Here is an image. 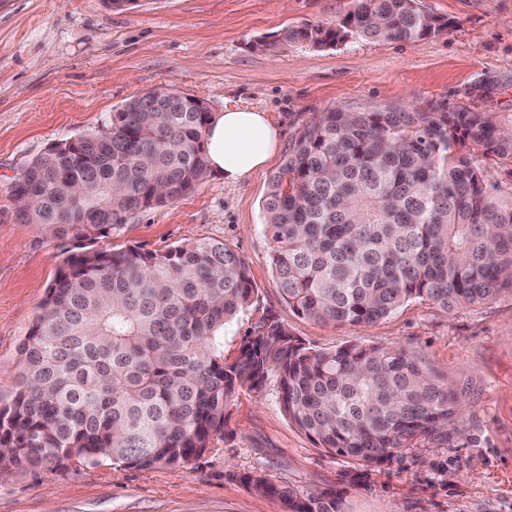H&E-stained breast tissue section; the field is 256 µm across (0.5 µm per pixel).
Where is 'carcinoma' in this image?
<instances>
[{"label": "carcinoma", "mask_w": 512, "mask_h": 512, "mask_svg": "<svg viewBox=\"0 0 512 512\" xmlns=\"http://www.w3.org/2000/svg\"><path fill=\"white\" fill-rule=\"evenodd\" d=\"M445 26L413 0H363L334 27L288 28L261 45L326 47L350 32L406 42ZM190 100L148 91L107 128L54 143L12 184L19 216L85 246L63 258L19 350L14 396L0 407V463L183 468L224 438L238 391H259L271 375L299 430L364 466L447 431L457 392L402 347L314 350L268 315L224 358V329L258 297L224 243L94 246L129 214L207 177L212 113ZM489 156L512 162V135L482 112L317 113L263 202L283 300L318 323L373 324L411 300L448 311L512 293V195L488 193ZM75 182L94 191L76 196ZM242 480L286 512L340 509L334 491L302 494L258 473Z\"/></svg>", "instance_id": "cac0c4a2"}]
</instances>
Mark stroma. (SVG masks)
I'll return each instance as SVG.
<instances>
[{"mask_svg": "<svg viewBox=\"0 0 512 512\" xmlns=\"http://www.w3.org/2000/svg\"><path fill=\"white\" fill-rule=\"evenodd\" d=\"M419 3L448 27L409 42L352 34L332 47L271 50L259 40L335 24L355 0H138L124 10L109 0H0V405L13 396L19 349L60 252L80 246L16 220L11 184L52 144L97 133L129 100L163 86L213 113L267 112L280 145L240 183L211 174L175 201L130 214L98 248L222 241L247 263L258 291L225 332L227 358L272 314L316 350L406 348L447 374L463 402L447 438L423 439L366 468L293 425L271 377L238 393L223 440L190 466L0 464V512H284L280 499L243 484L252 472L303 492L335 491L342 512H512V294L450 312L413 300L374 324L324 326L283 301L263 225L269 179L316 113L440 104L512 129V0Z\"/></svg>", "mask_w": 512, "mask_h": 512, "instance_id": "35a3bbf8", "label": "stroma"}]
</instances>
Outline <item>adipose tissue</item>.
<instances>
[{
	"label": "adipose tissue",
	"instance_id": "ef3b65f1",
	"mask_svg": "<svg viewBox=\"0 0 512 512\" xmlns=\"http://www.w3.org/2000/svg\"><path fill=\"white\" fill-rule=\"evenodd\" d=\"M278 141L279 130L267 113L225 109L213 116L205 132L208 167L225 183H238L265 166Z\"/></svg>",
	"mask_w": 512,
	"mask_h": 512
}]
</instances>
